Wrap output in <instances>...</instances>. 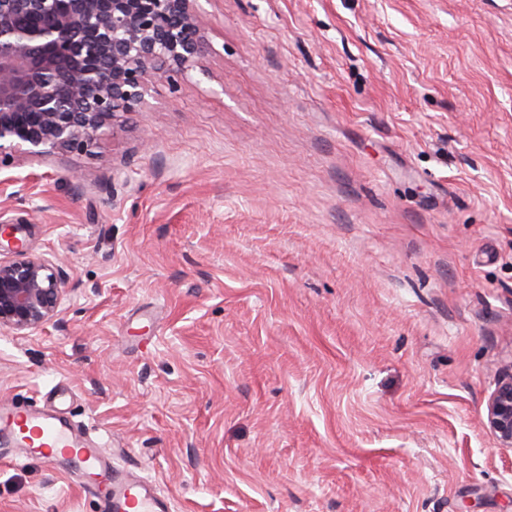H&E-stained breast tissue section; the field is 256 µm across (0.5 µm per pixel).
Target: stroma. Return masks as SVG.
Instances as JSON below:
<instances>
[{
  "label": "stroma",
  "mask_w": 512,
  "mask_h": 512,
  "mask_svg": "<svg viewBox=\"0 0 512 512\" xmlns=\"http://www.w3.org/2000/svg\"><path fill=\"white\" fill-rule=\"evenodd\" d=\"M210 49L87 153L0 155L63 259L0 401L108 441L169 512H512V0H205ZM0 447V512H99ZM484 425L498 447L512 448V365L487 400Z\"/></svg>",
  "instance_id": "obj_1"
}]
</instances>
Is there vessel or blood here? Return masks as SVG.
Here are the masks:
<instances>
[{
	"instance_id": "1",
	"label": "vessel or blood",
	"mask_w": 512,
	"mask_h": 512,
	"mask_svg": "<svg viewBox=\"0 0 512 512\" xmlns=\"http://www.w3.org/2000/svg\"><path fill=\"white\" fill-rule=\"evenodd\" d=\"M0 440L12 445L16 461L28 457L31 449L44 448L47 462H67L85 476V486L99 499L101 512H167L166 498L147 478L114 470L105 444L54 412L0 404Z\"/></svg>"
}]
</instances>
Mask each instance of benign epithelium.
<instances>
[{"label":"benign epithelium","mask_w":512,"mask_h":512,"mask_svg":"<svg viewBox=\"0 0 512 512\" xmlns=\"http://www.w3.org/2000/svg\"><path fill=\"white\" fill-rule=\"evenodd\" d=\"M201 0H0V154L87 152L149 87L207 53ZM23 224L0 227V331L25 336L53 320L68 275L28 251ZM485 427L512 448V365L486 403Z\"/></svg>","instance_id":"1"}]
</instances>
